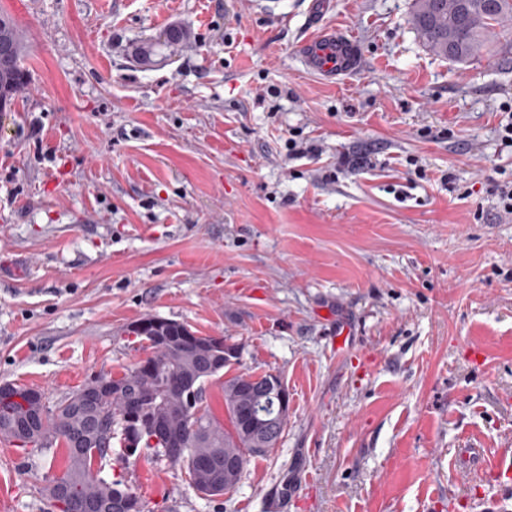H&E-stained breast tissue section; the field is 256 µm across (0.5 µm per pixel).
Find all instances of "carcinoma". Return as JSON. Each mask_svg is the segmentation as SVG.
I'll use <instances>...</instances> for the list:
<instances>
[{
  "instance_id": "carcinoma-1",
  "label": "carcinoma",
  "mask_w": 512,
  "mask_h": 512,
  "mask_svg": "<svg viewBox=\"0 0 512 512\" xmlns=\"http://www.w3.org/2000/svg\"><path fill=\"white\" fill-rule=\"evenodd\" d=\"M410 21L427 50L466 66L512 29V0H414ZM188 39L185 30L170 27L165 42L144 43L136 48L135 57L143 65L150 64L162 51H172ZM24 54L17 23L0 13V98L7 108L27 83ZM197 339L207 345L205 351L140 342L157 370L148 373L135 366L103 376L120 389L118 396L108 400L91 398L94 379L52 408L26 399L29 388L14 384L10 388L18 399L7 402L0 397L1 439L27 454L62 451L61 470L44 488L56 512L116 509L130 496L136 499L139 512H144L136 488L123 476L107 481L95 472V462L106 457L96 441L94 423L100 415L112 421L111 447H119L127 457L141 446L154 450L168 464L186 469L193 488L208 497L234 490L249 458L276 447L286 423L276 421L277 396L268 386L272 374L242 373L224 380V424L203 399L206 384L224 370V347L214 345L211 336ZM132 407L137 410L134 419L128 418ZM156 415L164 416L170 433L182 442L179 455L172 457L151 443L146 428ZM226 457L234 458L239 470L231 481L224 480Z\"/></svg>"
}]
</instances>
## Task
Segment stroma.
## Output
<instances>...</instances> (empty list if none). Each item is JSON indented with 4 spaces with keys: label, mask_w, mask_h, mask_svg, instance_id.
<instances>
[{
    "label": "stroma",
    "mask_w": 512,
    "mask_h": 512,
    "mask_svg": "<svg viewBox=\"0 0 512 512\" xmlns=\"http://www.w3.org/2000/svg\"><path fill=\"white\" fill-rule=\"evenodd\" d=\"M276 2L0 0L28 71L0 122V253L31 268L0 281V385L58 402L146 358L130 324L173 319L240 346L206 386L216 417L242 373L280 375L291 406L220 498L147 451L103 460L149 478L146 512H266L281 491L288 512H512V474L455 462L512 444V216L486 185L512 174V64L431 54L412 0H324L315 19L363 49L325 84L298 61L310 0ZM174 24L188 46L133 60ZM58 470L0 440V512H50Z\"/></svg>",
    "instance_id": "stroma-1"
}]
</instances>
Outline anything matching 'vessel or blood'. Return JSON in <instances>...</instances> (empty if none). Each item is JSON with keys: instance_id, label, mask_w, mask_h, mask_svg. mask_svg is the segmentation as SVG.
<instances>
[{"instance_id": "1", "label": "vessel or blood", "mask_w": 512, "mask_h": 512, "mask_svg": "<svg viewBox=\"0 0 512 512\" xmlns=\"http://www.w3.org/2000/svg\"><path fill=\"white\" fill-rule=\"evenodd\" d=\"M298 57L304 70L328 83L348 80L363 63L356 36L338 26H320L308 32L299 45Z\"/></svg>"}]
</instances>
